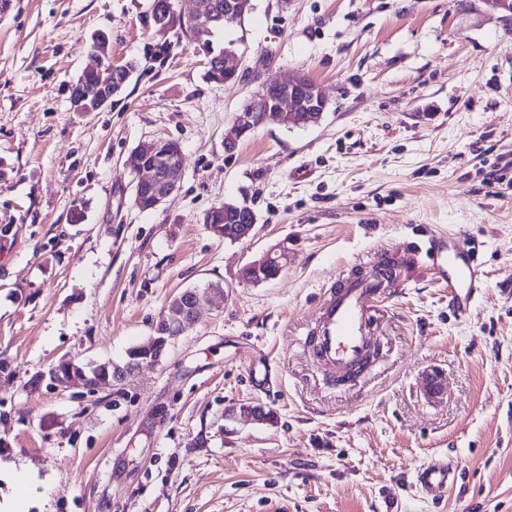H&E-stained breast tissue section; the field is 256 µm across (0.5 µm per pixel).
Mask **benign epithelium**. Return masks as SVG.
Instances as JSON below:
<instances>
[{
	"label": "benign epithelium",
	"mask_w": 512,
	"mask_h": 512,
	"mask_svg": "<svg viewBox=\"0 0 512 512\" xmlns=\"http://www.w3.org/2000/svg\"><path fill=\"white\" fill-rule=\"evenodd\" d=\"M214 14V5L208 0H201L200 7L191 18L197 40H203L210 32ZM244 57L245 50L235 42L230 43L229 47L224 49V73L236 75L241 69ZM327 107L328 101L322 89L317 85L312 87L307 85L304 77L270 78L260 85L241 112L237 114L233 126L224 136V148L228 151L232 150L241 138L264 124L265 118L262 117V112L265 110L274 113V118L280 123L308 126L319 123ZM165 143H167L165 139H154L144 143L135 150V156L125 162L128 167L136 166V207L142 211L159 209L182 179L180 170L135 162V157L143 154L157 155ZM224 214L226 216L224 232L233 233L239 242L253 235L257 217L249 205L242 203L227 205L224 207ZM283 260H285L284 253L270 250L246 265L241 272L242 278L251 282L255 277L261 276V271L271 264L281 271L284 268ZM174 302L183 308L184 325L190 326L202 316L200 296L195 291L182 292L174 298Z\"/></svg>",
	"instance_id": "7a95c632"
}]
</instances>
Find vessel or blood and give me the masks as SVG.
<instances>
[{
	"instance_id": "1",
	"label": "vessel or blood",
	"mask_w": 512,
	"mask_h": 512,
	"mask_svg": "<svg viewBox=\"0 0 512 512\" xmlns=\"http://www.w3.org/2000/svg\"><path fill=\"white\" fill-rule=\"evenodd\" d=\"M430 268L448 286V305L459 315L472 309L483 284V271L475 244L461 243L457 236L434 234L427 240ZM391 283L373 274L345 277L325 299L318 321L307 338L313 355L343 376L361 370L368 344V313L385 301ZM454 462H433L421 467L416 481L431 498L441 497L457 478Z\"/></svg>"
}]
</instances>
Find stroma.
I'll return each instance as SVG.
<instances>
[{"label": "stroma", "instance_id": "1", "mask_svg": "<svg viewBox=\"0 0 512 512\" xmlns=\"http://www.w3.org/2000/svg\"><path fill=\"white\" fill-rule=\"evenodd\" d=\"M151 2L0 12V460L39 481L30 512H512V20L484 0H253L243 73L216 84L180 31L157 54ZM101 30L137 70L79 112ZM303 74L321 122L264 124L225 152L258 87ZM158 138L180 144L183 177L143 212L123 162ZM227 201L254 210L250 239L207 228ZM439 230L480 246L486 286L462 317L424 249ZM272 248L280 275L241 280ZM382 255L378 354L335 382L305 338L325 289ZM191 288L205 313L162 363L105 391L53 383L63 360L124 365ZM241 404L278 420L225 418ZM440 456L459 475L431 500L415 474Z\"/></svg>", "mask_w": 512, "mask_h": 512}]
</instances>
